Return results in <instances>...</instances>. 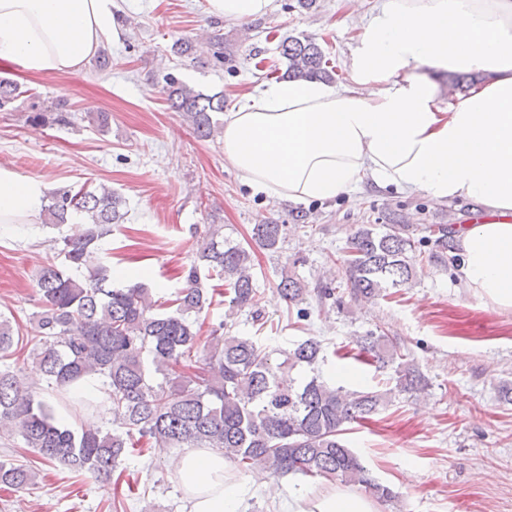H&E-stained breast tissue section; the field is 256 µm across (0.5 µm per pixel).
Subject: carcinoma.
Returning a JSON list of instances; mask_svg holds the SVG:
<instances>
[{"label":"carcinoma","instance_id":"obj_1","mask_svg":"<svg viewBox=\"0 0 512 512\" xmlns=\"http://www.w3.org/2000/svg\"><path fill=\"white\" fill-rule=\"evenodd\" d=\"M286 61L283 79L334 80L320 45L311 37L288 36L278 44ZM170 107L182 113L201 138L213 136L224 111V96L208 95L164 75ZM22 94L18 85L0 80V109ZM124 201L102 186L55 193L45 208L48 223L60 226L74 214L90 228L81 238L64 237L58 255L66 269L50 261L38 271L35 286L41 303L37 333L30 350L19 329L0 316V358L27 352L43 373L47 388L65 399V407L83 408L86 399L68 395L69 387L98 376L111 388L112 422L106 429L73 430L52 404L32 394L6 368L0 370V431L17 432L46 463L59 462L75 473L108 478L126 458L144 447L211 448L248 473L278 477L337 480L357 487L381 504L396 501L394 490L378 482L345 444L348 425L367 419L386 406L393 392L415 395L431 383L402 352L400 342L384 332L355 337L356 359L380 370L392 368L395 385L385 391L354 392L330 385L318 371L322 343L310 336L293 347L278 349L279 358L251 336H201L197 316L212 303L207 281L226 286L231 313L246 311L262 319L257 308L253 269L255 250L277 253L288 225L271 219L255 224L249 239L233 242L223 226L208 224L196 259L184 270L185 286L172 300L174 309L154 298L141 282L114 286V268L96 258L97 242L123 223ZM407 225L391 224L378 233L360 224L348 237L346 272L355 299L373 302L389 289L411 285L416 277V243L431 242L448 251V225L431 224L418 240ZM86 271L77 277L69 270ZM278 290L299 320L304 307L334 297L332 288L313 292L300 279L281 277ZM37 473L0 461V484L22 489L35 484Z\"/></svg>","mask_w":512,"mask_h":512}]
</instances>
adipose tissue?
I'll use <instances>...</instances> for the list:
<instances>
[{"label": "adipose tissue", "instance_id": "obj_1", "mask_svg": "<svg viewBox=\"0 0 512 512\" xmlns=\"http://www.w3.org/2000/svg\"><path fill=\"white\" fill-rule=\"evenodd\" d=\"M119 0H0V62L32 75L82 70L119 38ZM484 81L440 108L437 71ZM348 83L257 84L224 119V155L253 192L328 202L363 181L470 201L485 216L457 228L458 280L484 305L512 310V0H380L347 62ZM53 181L0 167V224L38 223ZM222 454L175 462L188 512H239L244 487ZM288 512H380L353 489L289 491Z\"/></svg>", "mask_w": 512, "mask_h": 512}]
</instances>
